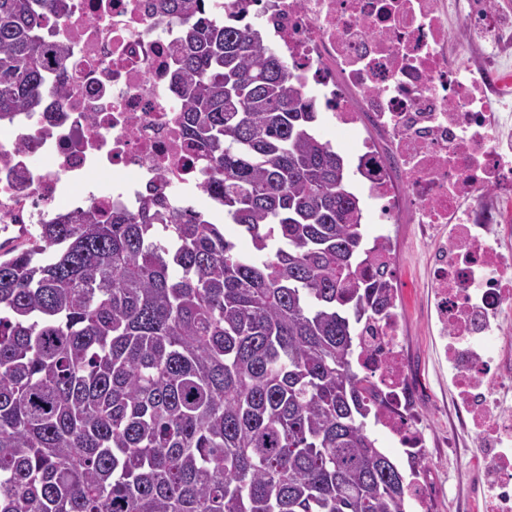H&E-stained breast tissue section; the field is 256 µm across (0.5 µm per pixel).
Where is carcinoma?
<instances>
[{"label": "carcinoma", "instance_id": "cac0c4a2", "mask_svg": "<svg viewBox=\"0 0 512 512\" xmlns=\"http://www.w3.org/2000/svg\"><path fill=\"white\" fill-rule=\"evenodd\" d=\"M68 0H0V113L41 111ZM203 193L0 244V512H406L367 420L363 207L316 103L235 0H156Z\"/></svg>", "mask_w": 512, "mask_h": 512}]
</instances>
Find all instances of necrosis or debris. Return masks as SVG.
<instances>
[{"instance_id":"obj_1","label":"necrosis or debris","mask_w":512,"mask_h":512,"mask_svg":"<svg viewBox=\"0 0 512 512\" xmlns=\"http://www.w3.org/2000/svg\"><path fill=\"white\" fill-rule=\"evenodd\" d=\"M153 0H73L49 18L47 42L68 50L50 75L48 111L0 116V233L74 211H136L146 188L168 200L204 175L177 117L171 83L179 27ZM296 67L301 91L354 140L356 172L378 209L372 271L390 298L366 335L386 408L381 424L414 456L425 438L406 414L401 292L390 224L438 230L428 257L436 345L456 413L489 464L486 512H512V0H247ZM501 337L498 348L485 340Z\"/></svg>"}]
</instances>
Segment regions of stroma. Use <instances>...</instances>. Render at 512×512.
Returning <instances> with one entry per match:
<instances>
[{
    "label": "stroma",
    "instance_id": "1",
    "mask_svg": "<svg viewBox=\"0 0 512 512\" xmlns=\"http://www.w3.org/2000/svg\"><path fill=\"white\" fill-rule=\"evenodd\" d=\"M391 231L399 246L402 357L415 389L411 409L425 436L434 486L428 512H475L465 484L477 450L471 436L453 419L448 366L436 353L431 327L433 309L426 256L434 237L422 232L417 224H395Z\"/></svg>",
    "mask_w": 512,
    "mask_h": 512
}]
</instances>
